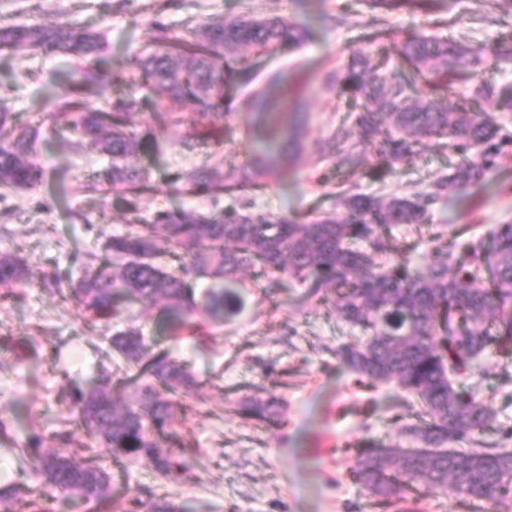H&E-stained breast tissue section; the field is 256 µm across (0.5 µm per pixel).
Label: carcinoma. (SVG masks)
Instances as JSON below:
<instances>
[{
    "mask_svg": "<svg viewBox=\"0 0 512 512\" xmlns=\"http://www.w3.org/2000/svg\"><path fill=\"white\" fill-rule=\"evenodd\" d=\"M373 10L401 7L448 12V0H366ZM302 29L283 17L241 16L193 33V40L159 36L155 52L137 55L134 65L146 84L166 100L162 117L174 121L175 108L189 104L199 121L224 115V86L244 70L243 48L267 53L278 45L300 43ZM45 55L64 54L74 62L65 96L53 103L48 118L90 141L112 159L108 182L120 192L127 210L138 211L150 189V174L127 164L130 156L153 147L148 134L129 130L133 100L86 97L109 74L102 60V36L90 29L46 22L0 26V57L19 46ZM498 67L512 69V47L491 50ZM479 49L439 37H415L394 45L390 72L349 64L340 77L341 90L362 97L354 115L358 137L338 146L341 165L354 170L373 147L395 164L416 151L423 138L442 139L462 159L452 172L433 181L431 191L415 197H381L344 185L336 192L343 215L325 212L310 223L257 213L243 202L238 208L205 213L159 210L152 218L129 226L105 244L103 260L85 269L74 293L80 315L89 324L112 321L130 302H165V317L175 332L200 333L205 324L224 319L244 305L238 272L256 267L273 283L292 279L308 285L343 322L358 328L363 339L339 350L342 361L370 386L397 385L421 405L419 421L404 434L419 448L372 443L356 460L354 473L367 492L383 504L416 487L462 501L488 502L494 512L512 505V450L490 445L475 435L493 426L489 405L460 379L471 363L494 346L512 341V223L497 225L490 237L469 240L462 249L453 242L438 247L429 262L413 270L395 243L393 229L425 224L438 201L481 183L500 160L509 156L512 134L488 112L478 114L453 100L443 106L418 108L409 92L434 88L450 77L479 79L473 63ZM273 106L270 87L251 92L245 101L250 114L262 116ZM41 124H19L0 106V191L32 189L44 179L32 159V140ZM296 127L270 131V144L254 164L225 170L196 169L175 179L173 193L231 194L276 174L288 163V145ZM168 249L157 246L159 230ZM387 255V265L376 257ZM214 282L196 294L195 282ZM24 261L0 252V288H24ZM105 359L115 371L103 374L89 390L74 388L68 410L85 437L111 449L115 458L137 460L168 480L187 472L188 442L177 426L178 412L191 398L195 381L186 365L166 353H155L134 327L108 337ZM141 396L123 408L112 399V376ZM281 399L274 393L251 402L246 410L269 422L279 415ZM0 440L13 441L23 468L43 477L46 491L77 496L96 506L110 500L112 473L94 456L83 459L51 450L46 438L31 430L16 441L0 420ZM468 441L464 452L447 445ZM174 512L164 497L147 503L132 501L122 512Z\"/></svg>",
    "mask_w": 512,
    "mask_h": 512,
    "instance_id": "obj_1",
    "label": "carcinoma"
}]
</instances>
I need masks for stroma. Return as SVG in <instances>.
I'll return each instance as SVG.
<instances>
[{
    "mask_svg": "<svg viewBox=\"0 0 512 512\" xmlns=\"http://www.w3.org/2000/svg\"><path fill=\"white\" fill-rule=\"evenodd\" d=\"M153 0H0V25L58 21L87 27L105 41L109 80L94 88L92 101H136L132 122L137 131L151 130L157 151L131 157L149 168L153 188L141 202L143 217L185 207L207 212L251 199L256 211L286 215L302 222L334 209L335 192L345 181L360 191L386 196L421 194L457 160L454 149L427 145L388 170L384 181L373 169L384 159L367 151L354 172L337 166L330 143L353 138L355 101L330 76L342 75L353 59L381 61L393 42L413 35L452 34L473 46L512 43V16L497 14L493 0H459L453 27L439 25L420 11L386 15L383 26L392 40L372 42L369 27L359 25L369 11L361 0H172L162 20L170 34L185 37L193 28L238 15H281L304 28L306 39L269 54L245 51L250 70L224 90V115L212 121L206 145L187 150L183 141L202 134L189 106H181L175 125L158 119L159 93L143 89L132 62L136 54L155 50ZM350 22L336 24L340 12ZM63 58L45 56L29 47L0 59V101L18 122L44 112L49 97L64 94ZM40 74L34 82L32 74ZM282 78L273 91L274 114L254 119L243 104L248 94L271 74ZM301 115L304 134L298 155L282 176L266 178L263 187L243 195L173 196L170 183L203 164H252L267 142L271 127L290 124ZM32 157L46 172L35 189H19L0 201V225L8 236L0 250L20 254L27 262L29 288L0 298V418L14 435L27 426L50 433L63 429L68 417L64 398L71 383L90 385L100 374L107 348L103 328L85 326L74 298L60 299L42 287L43 276L59 272L80 277L81 263L101 253L104 242L123 232L134 217L121 195L109 196L108 212L100 200L85 194L84 180L105 181L110 158L80 138L49 141L40 133ZM512 221V158L487 174L480 185L437 204L428 224L401 226L400 244L409 245L413 265H423L435 234L453 225L462 238L480 237ZM243 310L224 318L223 326L204 337L172 339L162 330L161 304L134 303L132 324L153 351L188 363L198 383L180 420L194 444L195 476L165 483L144 465L114 459L110 450L96 452L113 476L114 497H166L183 512H487L486 504L434 496L424 489L407 491L393 506L379 504L353 475L360 448L370 442L397 441L401 427L415 419L416 400L393 384L366 388L343 364L336 351L358 341L360 333L337 319L317 299H304L301 285H275L259 271L243 274ZM471 378L494 412L492 429L483 441L501 442L512 429V349L486 351ZM276 391L283 403L278 421L245 416L241 404Z\"/></svg>",
    "mask_w": 512,
    "mask_h": 512,
    "instance_id": "obj_1",
    "label": "stroma"
}]
</instances>
